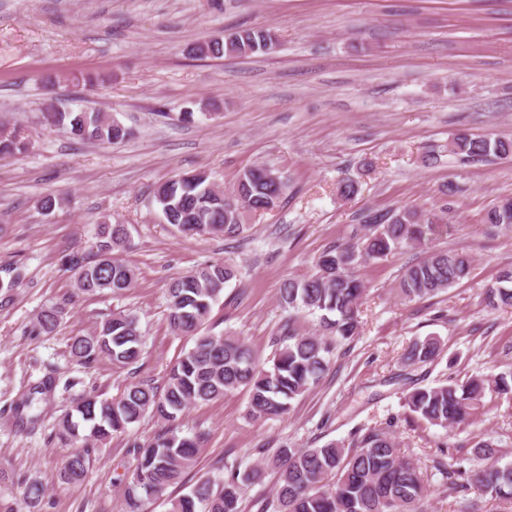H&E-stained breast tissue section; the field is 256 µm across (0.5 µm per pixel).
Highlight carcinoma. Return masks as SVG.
Wrapping results in <instances>:
<instances>
[{
    "instance_id": "cac0c4a2",
    "label": "carcinoma",
    "mask_w": 512,
    "mask_h": 512,
    "mask_svg": "<svg viewBox=\"0 0 512 512\" xmlns=\"http://www.w3.org/2000/svg\"><path fill=\"white\" fill-rule=\"evenodd\" d=\"M273 46L272 35L263 29L245 28L204 41L195 46L201 57H248L266 54ZM48 125L68 122L70 133L79 141L118 143L130 130L106 112H61L54 104L45 107ZM26 149V142L15 131L0 128V153ZM448 153L463 161L478 162L491 156L512 158V139L455 132L447 145ZM274 170L254 165L238 175L233 187L224 192L208 181L203 172L185 173L164 182L155 190L165 223L185 236L221 234L226 239L240 237L247 218L268 204L278 206L288 190V182ZM358 192V181L350 176L336 184V194L350 199ZM491 228L512 226V198L493 203L483 216ZM430 219L417 210L404 208L393 213L369 212L362 216V242L336 243L325 249L316 261V272L290 277L279 288V302L295 312L319 315V332L305 334L293 317L280 325L277 348L269 365L234 336H215L206 330L212 307L220 300L226 283L235 277L229 263L206 264L194 272L172 279L167 285L171 332L193 339L172 366L163 390L144 382L134 383L117 398L89 393L77 399L72 410L57 424V434L65 442L80 439L102 442L114 435H131L132 426L148 412L161 420L165 430L154 441H129L137 457L133 480L123 491L127 512H140L143 498L159 497L168 488L183 483L193 469L201 437L180 434L179 419L189 407L208 403L245 389L247 415L258 421L285 414L292 402L319 383L328 370L336 343L359 334L358 307L365 292L355 268L388 254L422 244ZM125 224L106 220L98 225V251L101 258L88 264L73 253L65 266L76 272V288L83 295L110 291L120 294L132 288L138 269L112 256L126 238ZM0 310L12 303L11 291L20 278L12 267L0 270ZM473 259L464 252L433 249L408 265L398 283L405 301L432 297L469 279ZM484 303L492 308H512V267L500 270L484 292ZM64 307L53 305L40 311V332L51 334L60 325ZM70 354L89 363L100 356L115 367L139 361L143 337L137 319L114 313L105 320L98 334L74 336ZM442 351L435 336L413 341L403 355L411 369L435 362ZM55 380L47 378L32 387L23 401L29 407L45 399ZM512 393V383L504 375L492 379L472 376L463 381L450 378L434 386L415 387L404 396V406L419 420L448 428L473 422L488 404ZM90 426V434L80 437V427ZM476 465L468 483L494 500L512 503V464H500L499 449L491 441H480L474 448ZM89 453L78 450L66 460L61 476L71 482L82 479L89 467ZM278 478L270 500L262 512H429V489L420 468L407 457L389 430L374 425L349 443L329 442L317 448H280L268 462L244 470L235 468L222 480L201 477L189 490L171 500V512H242L241 490L264 480L266 468ZM44 496L43 487L30 483L23 498L29 512H37Z\"/></svg>"
}]
</instances>
